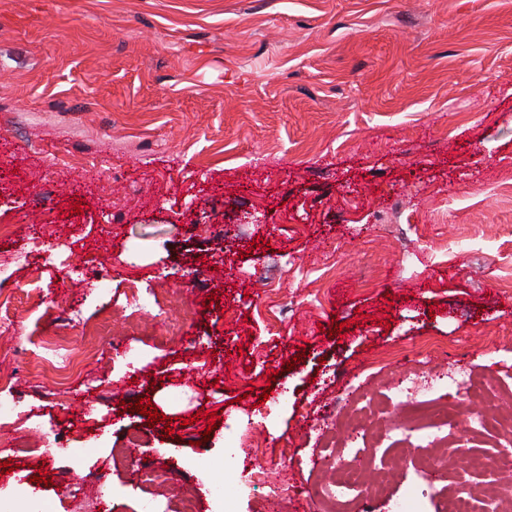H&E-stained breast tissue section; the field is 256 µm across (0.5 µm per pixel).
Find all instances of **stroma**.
Segmentation results:
<instances>
[{"label": "stroma", "instance_id": "stroma-1", "mask_svg": "<svg viewBox=\"0 0 512 512\" xmlns=\"http://www.w3.org/2000/svg\"><path fill=\"white\" fill-rule=\"evenodd\" d=\"M0 224V512H214L225 456L261 476L235 512H320L327 411L404 421L384 391L420 351L470 373L433 397L459 416L512 391V0H0ZM102 238L105 290L70 273ZM500 440L459 425L448 464ZM411 482L441 512L411 455L369 512Z\"/></svg>", "mask_w": 512, "mask_h": 512}]
</instances>
